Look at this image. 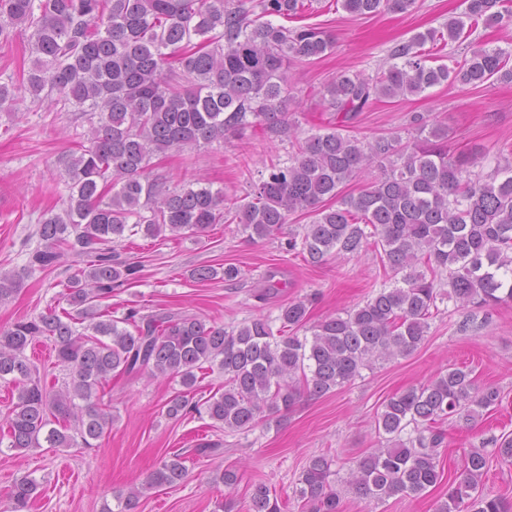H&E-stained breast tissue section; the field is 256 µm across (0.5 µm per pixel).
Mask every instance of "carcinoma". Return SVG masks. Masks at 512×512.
Wrapping results in <instances>:
<instances>
[{
    "label": "carcinoma",
    "instance_id": "1",
    "mask_svg": "<svg viewBox=\"0 0 512 512\" xmlns=\"http://www.w3.org/2000/svg\"><path fill=\"white\" fill-rule=\"evenodd\" d=\"M415 4L341 0L354 16L405 14ZM464 4L443 30L396 45L392 63L375 76L344 73L324 84L320 106L329 117L300 138L290 120V71L325 56L335 42L316 24H281L302 18L305 0H0V39L24 31L33 54L28 71L0 81V111L23 92L49 108L69 105L89 123L87 143L64 161L66 208L42 214L40 246L23 268L0 270L3 302L30 272L52 270L69 256L86 259L67 279L65 305L0 330V382L16 392L5 417L8 448L96 447L112 424L101 403L105 385L143 374L181 386L164 405L168 418L196 415L216 431L247 433L305 395L333 393L379 360L411 355L440 296L464 309L512 302V161L473 174L486 154L449 156L447 126L420 115L406 142L343 133L381 99L417 96L448 80L512 82V51L471 39L480 26H511L512 0ZM450 42L463 47L451 68L438 63ZM248 128L288 141L292 152L266 169L243 203L225 205L224 192L200 178L171 189L152 174L151 159L160 154L224 142ZM378 160L390 168L358 194L343 192ZM296 213L313 220L288 232L287 252L316 266L371 250L400 282L311 326L314 293L281 304L274 318L260 314L231 330L195 315L143 314L135 305L112 316V292L140 272L117 251L126 238H201L229 222L250 240L267 239ZM241 276L233 264L191 273L196 283ZM41 338L68 371L57 387L25 356ZM214 369L224 374V391L195 399L199 380ZM501 402L499 388L477 385L464 367L392 393L376 415L379 447L353 461L349 487L377 501L422 495L443 478L439 425L450 418L472 423ZM186 462L181 452L162 458L144 484L118 491L119 512H136L149 490L181 483ZM333 465L327 454L306 463L295 491L303 512H340ZM488 470L484 450L470 449L435 512H512V498L484 492ZM39 488L27 476L16 481L11 512H26ZM248 512H281L265 483L249 486Z\"/></svg>",
    "mask_w": 512,
    "mask_h": 512
}]
</instances>
